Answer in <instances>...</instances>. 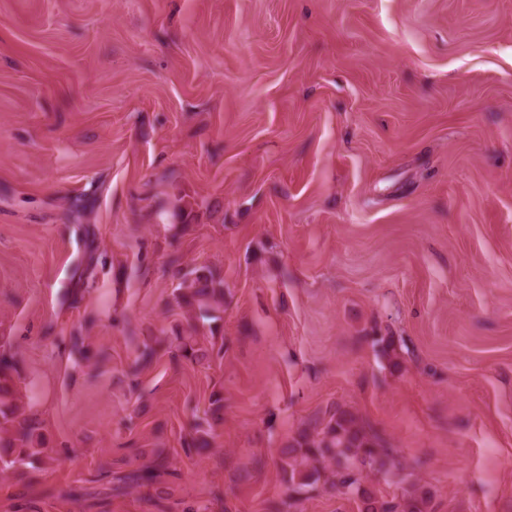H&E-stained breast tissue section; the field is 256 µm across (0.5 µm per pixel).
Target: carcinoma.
Returning <instances> with one entry per match:
<instances>
[{"label": "carcinoma", "mask_w": 512, "mask_h": 512, "mask_svg": "<svg viewBox=\"0 0 512 512\" xmlns=\"http://www.w3.org/2000/svg\"><path fill=\"white\" fill-rule=\"evenodd\" d=\"M176 304L199 313L202 320H217L224 307V280L210 268L200 266L180 274ZM179 357L199 363L208 359V351L197 337H175ZM16 359L0 353V425H6L10 437H0V468L10 470L41 451L33 448L35 427L14 403L12 372ZM286 459L282 480L291 491L323 483L327 489L338 487L357 497L359 512H426L429 498L425 492H411L399 498H387L382 491L365 484L366 470L386 471L391 465L387 448L367 432L357 417L340 407L314 429L304 428L281 449Z\"/></svg>", "instance_id": "obj_1"}]
</instances>
